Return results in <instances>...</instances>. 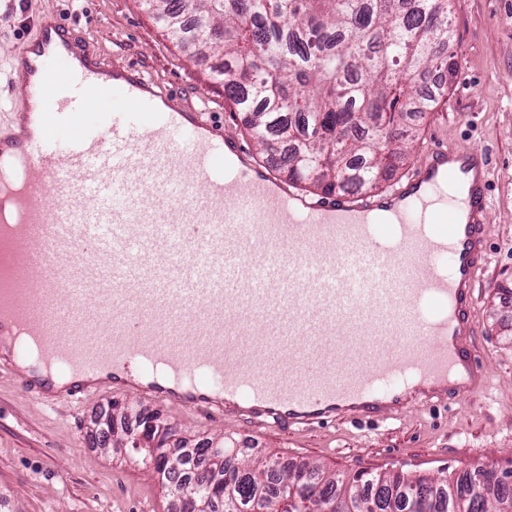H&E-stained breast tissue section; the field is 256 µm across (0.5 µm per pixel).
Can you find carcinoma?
<instances>
[{
	"label": "carcinoma",
	"mask_w": 512,
	"mask_h": 512,
	"mask_svg": "<svg viewBox=\"0 0 512 512\" xmlns=\"http://www.w3.org/2000/svg\"><path fill=\"white\" fill-rule=\"evenodd\" d=\"M450 0H145L180 44H200L223 60L225 99L250 113L260 153L270 136L288 149V179L323 192L378 188L409 141L407 111L433 110L457 69L448 53ZM197 22L187 25L185 16ZM154 417L112 435L150 436ZM157 448L148 457L165 484L181 485L207 512H357L382 494L381 512H512V470L489 467L476 484L467 472L439 477L399 472L330 474L269 458L234 461L235 450Z\"/></svg>",
	"instance_id": "1"
}]
</instances>
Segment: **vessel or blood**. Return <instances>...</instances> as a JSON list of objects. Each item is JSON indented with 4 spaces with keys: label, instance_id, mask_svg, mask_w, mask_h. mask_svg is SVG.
Segmentation results:
<instances>
[{
    "label": "vessel or blood",
    "instance_id": "obj_1",
    "mask_svg": "<svg viewBox=\"0 0 512 512\" xmlns=\"http://www.w3.org/2000/svg\"><path fill=\"white\" fill-rule=\"evenodd\" d=\"M77 39L41 17L0 135V181L20 192L0 210L25 243L0 368L35 402L134 388L163 409L305 431L488 390L469 346L486 156L443 143L388 193L311 197L237 166L245 146L144 67L101 83ZM91 95L109 110L77 122Z\"/></svg>",
    "mask_w": 512,
    "mask_h": 512
}]
</instances>
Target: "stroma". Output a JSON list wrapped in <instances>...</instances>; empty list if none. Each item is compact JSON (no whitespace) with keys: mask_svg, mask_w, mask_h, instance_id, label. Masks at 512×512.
Here are the masks:
<instances>
[{"mask_svg":"<svg viewBox=\"0 0 512 512\" xmlns=\"http://www.w3.org/2000/svg\"><path fill=\"white\" fill-rule=\"evenodd\" d=\"M54 12L90 45L103 68L144 65L162 89L181 92L185 108L205 109L246 148L254 143L244 113L224 100L201 47L173 41L140 0H0V128L6 101L23 85L9 60L36 40L42 14ZM449 51L457 75L438 106L404 127L413 149L382 181L404 182L439 143H460L489 155L491 206L486 216L488 265L479 272L476 352L492 387L480 396L414 404L389 419L344 420L306 432L250 426L235 418L205 421L194 412L160 409L139 393L103 389L82 404L43 407L18 388V373L0 370V512H173L174 500L152 470L92 444L94 417L129 404L174 429L173 446L195 447L230 436L255 455L330 473L401 471L435 476L477 462L512 466V0H451Z\"/></svg>","mask_w":512,"mask_h":512,"instance_id":"stroma-1","label":"stroma"}]
</instances>
